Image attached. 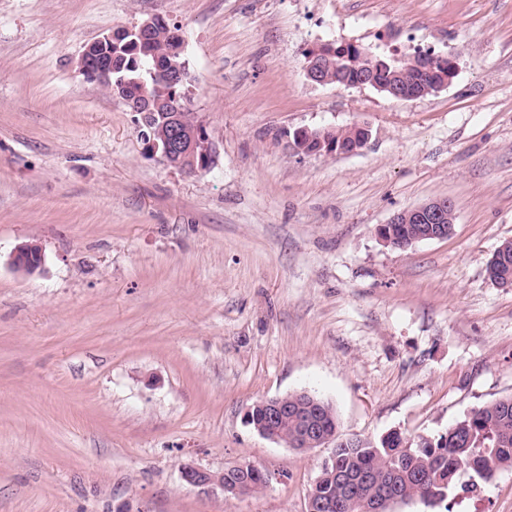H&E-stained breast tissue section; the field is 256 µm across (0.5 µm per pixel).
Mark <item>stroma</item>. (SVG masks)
I'll return each mask as SVG.
<instances>
[{
  "label": "stroma",
  "mask_w": 512,
  "mask_h": 512,
  "mask_svg": "<svg viewBox=\"0 0 512 512\" xmlns=\"http://www.w3.org/2000/svg\"><path fill=\"white\" fill-rule=\"evenodd\" d=\"M179 27L210 169L168 167L86 81L84 47ZM452 55L447 89L319 85L307 51ZM368 126L353 155L286 131ZM454 233L402 249L379 225L433 199ZM512 0H0V512H305L330 446L245 422L308 391L340 433L417 439L512 396ZM40 270L16 269L24 244ZM250 462L235 497L192 463ZM449 512H512V468ZM294 140L295 142H292L291 140L288 141V146L292 149L293 152L301 153V154H316L320 153L319 149H315L312 151L307 150V145L309 143L317 142L318 148H321L322 146H327V140L324 139V136L321 135L319 131H312L308 128H298L294 131ZM487 278L500 288H512V241L504 242L486 266ZM44 261L42 249L33 250V245L25 244L19 246L14 255V266L17 269L23 270L28 273H33L38 270Z\"/></svg>",
  "instance_id": "35a3bbf8"
}]
</instances>
